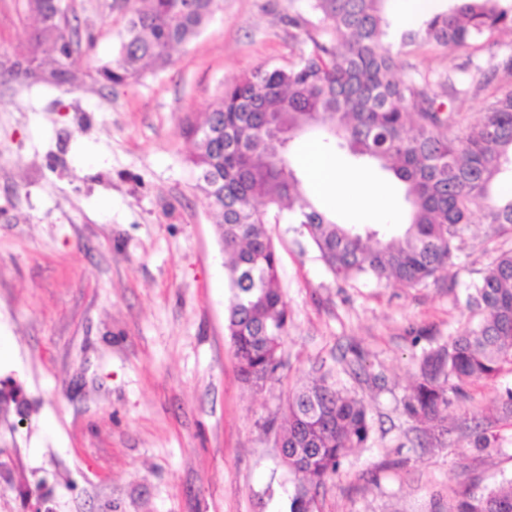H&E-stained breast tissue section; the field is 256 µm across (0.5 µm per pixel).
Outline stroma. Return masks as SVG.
Returning a JSON list of instances; mask_svg holds the SVG:
<instances>
[{
    "mask_svg": "<svg viewBox=\"0 0 512 512\" xmlns=\"http://www.w3.org/2000/svg\"><path fill=\"white\" fill-rule=\"evenodd\" d=\"M27 0H0V66L39 33ZM80 47L77 84H0V512L29 497L54 512H286L276 430L288 395L331 369L366 404L368 447L320 491L322 512H446L512 476V424L493 412L512 370L469 389L434 438L402 400L424 349L473 322L464 291L512 234L481 214L439 279L337 282L287 221L269 224L288 306L285 366L243 384L227 334L231 292L216 218L195 187L186 121L226 84L284 67L304 39L289 18L308 0H220L163 68L104 84L128 0H62ZM434 76L467 50L404 47ZM496 447L479 452V434Z\"/></svg>",
    "mask_w": 512,
    "mask_h": 512,
    "instance_id": "35a3bbf8",
    "label": "stroma"
}]
</instances>
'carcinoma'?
I'll list each match as a JSON object with an SVG mask.
<instances>
[{"mask_svg":"<svg viewBox=\"0 0 512 512\" xmlns=\"http://www.w3.org/2000/svg\"><path fill=\"white\" fill-rule=\"evenodd\" d=\"M217 0H133L112 64L110 85L136 80L149 65H167L174 46L195 38ZM383 0H309L306 47L286 68L257 67L226 85L204 119L186 128L194 150L196 187L219 218L232 298L227 331L241 381L261 390L284 367L281 345L288 310L278 285L279 258L266 225H299L319 258L343 282L396 280L416 287L437 277L458 250L475 210L485 223L512 231V199L491 197L494 181L512 166V55L495 51L498 33L512 31V0H457L448 12L402 33L404 46L469 48L482 60L481 79L455 67L439 77L448 103L429 76L400 78L398 57L384 44ZM42 37L27 66L0 68V84L67 83L75 79L59 0L39 18ZM52 56L56 68L40 69ZM486 96L477 124L458 135L461 97ZM291 138L319 133L406 188L409 222L359 228L338 224L303 191L286 155ZM466 307L479 315L448 342L423 352L417 379L403 398L416 422L448 426V410L470 400L468 387L512 365V250L501 252L468 287ZM280 441L288 447L292 491L288 512H320L319 490L347 453L370 438L365 404L323 374L288 396ZM448 512H512V477L482 493L464 494Z\"/></svg>","mask_w":512,"mask_h":512,"instance_id":"cac0c4a2","label":"carcinoma"}]
</instances>
